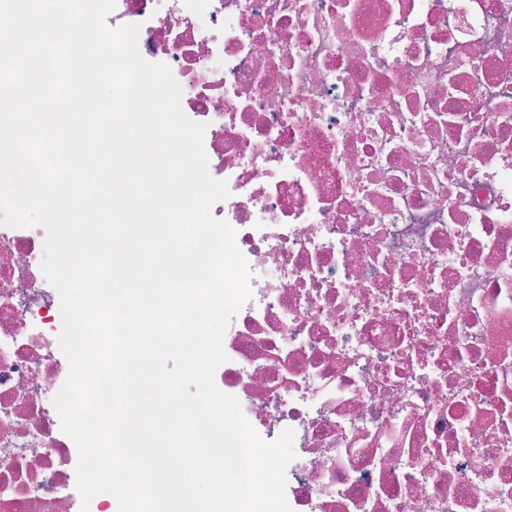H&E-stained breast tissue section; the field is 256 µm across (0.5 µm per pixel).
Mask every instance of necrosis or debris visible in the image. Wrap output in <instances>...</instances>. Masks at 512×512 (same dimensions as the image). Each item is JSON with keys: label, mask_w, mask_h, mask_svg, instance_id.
<instances>
[{"label": "necrosis or debris", "mask_w": 512, "mask_h": 512, "mask_svg": "<svg viewBox=\"0 0 512 512\" xmlns=\"http://www.w3.org/2000/svg\"><path fill=\"white\" fill-rule=\"evenodd\" d=\"M206 124L252 297L217 386L292 512H512V0H116ZM46 232L0 226V512L83 504Z\"/></svg>", "instance_id": "necrosis-or-debris-1"}]
</instances>
